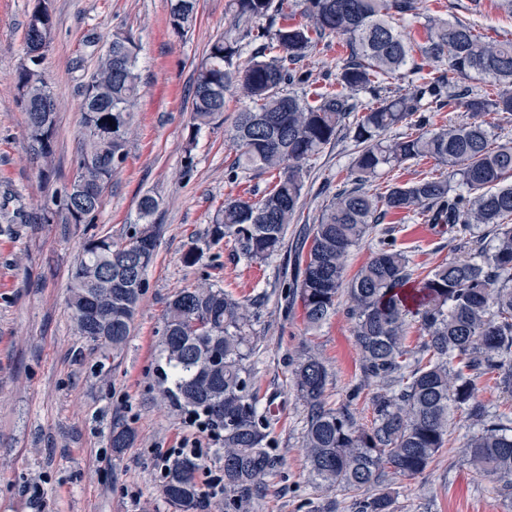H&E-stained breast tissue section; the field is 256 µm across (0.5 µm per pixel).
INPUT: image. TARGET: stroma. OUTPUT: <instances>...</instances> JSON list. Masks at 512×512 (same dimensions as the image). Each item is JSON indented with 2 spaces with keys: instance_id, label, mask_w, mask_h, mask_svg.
<instances>
[{
  "instance_id": "stroma-1",
  "label": "stroma",
  "mask_w": 512,
  "mask_h": 512,
  "mask_svg": "<svg viewBox=\"0 0 512 512\" xmlns=\"http://www.w3.org/2000/svg\"><path fill=\"white\" fill-rule=\"evenodd\" d=\"M425 0V16L474 26L490 40L512 39V14L497 0ZM35 0H0V512H173L153 453L180 447L191 435L187 415L160 403L167 387L161 340L167 306L181 289L207 284L251 302L252 391L268 418L275 468L254 494L248 512H353L355 495L328 492L311 482L302 436L305 412L292 384L293 360L306 348L325 360L330 407L348 406L358 425L373 421L375 384L364 379L347 298L328 322L309 330L299 303L288 300L295 246L322 206L349 186L356 147L347 132L307 165L304 205L288 227L285 245L268 264L248 263L232 239L206 249L200 262L182 261L191 243L208 238L216 211L228 198L258 200L271 174L251 171L229 180L236 158L228 129L243 102L229 97L220 122L203 128L193 167H185L187 124L196 66L209 42L237 37L228 0H198L184 35L169 26L168 0H51L55 33L44 70L58 105L54 171L43 179L27 151L25 114L15 76L25 59V23ZM138 47L139 95L128 156L107 186L90 224H70L60 197L75 170L82 134L81 82L96 65L99 47L114 30ZM158 202L154 260L144 275L132 337L118 357L103 354L74 328L68 308L69 274L93 235L123 240L143 194ZM53 223H41L46 209ZM397 246L428 271L454 259L455 233L421 216H387ZM134 432L121 456L109 445L113 424ZM465 431L448 429V442L424 474L384 478L393 512H512V499L463 461ZM38 483L43 505L25 487Z\"/></svg>"
}]
</instances>
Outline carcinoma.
Listing matches in <instances>:
<instances>
[{
	"mask_svg": "<svg viewBox=\"0 0 512 512\" xmlns=\"http://www.w3.org/2000/svg\"><path fill=\"white\" fill-rule=\"evenodd\" d=\"M310 24H288V0H230L246 29L242 38L216 37L195 71L186 165L202 127L225 111L226 94L249 101L228 131L238 154L229 177L262 170L276 176L255 202L226 199L210 228V242L228 237L240 256L264 264L282 250L288 225L302 208L307 162L345 129L357 147L353 187L334 194L308 227L307 249L295 253L288 295L300 301L306 329L336 314L342 295L360 349L363 373L381 386L372 396L374 420L359 427L349 412L327 405L329 371L318 354L298 355L293 386L306 414L303 450L312 482L358 493L355 512H392L383 477L423 473L448 441L454 415L478 427L465 434L467 460L476 475L512 496V416L492 412L476 397V382L490 376L494 388L512 397V143L490 147L483 117L512 112V41L486 40L470 25L425 19V40L415 41L395 19L419 16L420 0H298ZM197 15V0H171L169 25L183 34ZM285 23L275 26V16ZM54 19L50 0H39L26 22V51L50 47ZM329 36L345 39L349 55L332 90L308 96L312 74L305 61ZM255 46L242 57L241 40ZM421 83L391 94L383 84L407 65L413 49ZM81 85L84 131L75 163L93 194L63 206L74 224L91 223L112 176L127 159L131 119L139 92L134 38L115 31ZM436 67L422 73L430 64ZM481 75L503 86L493 99L456 91L458 80ZM16 89H28L22 104L25 134L35 158L54 155L56 112L45 111V71L20 68ZM364 93L371 103L359 99ZM457 100L471 114L435 126L434 113ZM401 127L416 133L392 135ZM430 158L449 176H425L371 193L365 184L388 168ZM157 200L143 195L138 222L121 242L92 236L70 272L68 305L76 330L117 354L127 345L144 282L157 247L149 217ZM430 215L434 224L458 229L460 256L421 276L408 254L396 248L391 230L377 238L368 262L350 279L346 259L389 215ZM251 304L222 288L181 290L168 303L163 328L166 365L173 387L162 398L187 409L223 433L225 504L234 512L264 486L276 460L268 420L251 393L246 360L251 354ZM425 339L406 346L411 322ZM217 338L222 368L206 371L209 343ZM129 427L112 425L109 443L119 454L129 447ZM200 457L177 455L165 462L164 495L175 512H198L202 494L195 481Z\"/></svg>",
	"mask_w": 512,
	"mask_h": 512,
	"instance_id": "obj_1",
	"label": "carcinoma"
}]
</instances>
